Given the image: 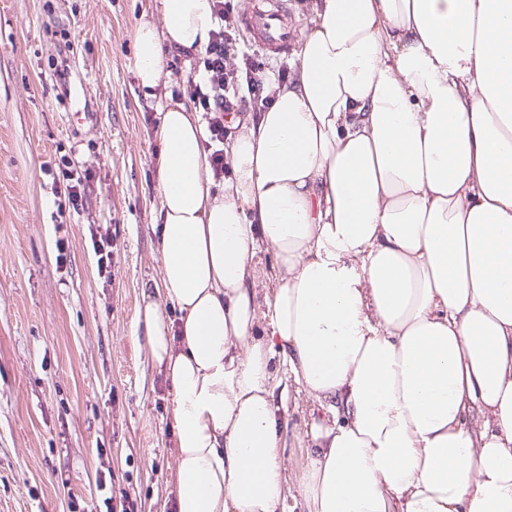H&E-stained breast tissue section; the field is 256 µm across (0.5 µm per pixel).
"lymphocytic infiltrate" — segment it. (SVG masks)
<instances>
[{"mask_svg":"<svg viewBox=\"0 0 512 512\" xmlns=\"http://www.w3.org/2000/svg\"><path fill=\"white\" fill-rule=\"evenodd\" d=\"M228 0H217L214 15L216 30L205 50L202 71H188L186 94L195 111L201 112L214 149L210 163L215 178H223L224 168V115L237 108L247 107L259 112L273 102L275 95L265 92V65L259 50L239 51L238 42L228 21ZM241 57V65L230 60Z\"/></svg>","mask_w":512,"mask_h":512,"instance_id":"obj_1","label":"lymphocytic infiltrate"}]
</instances>
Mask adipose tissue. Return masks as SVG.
<instances>
[{
    "mask_svg": "<svg viewBox=\"0 0 512 512\" xmlns=\"http://www.w3.org/2000/svg\"><path fill=\"white\" fill-rule=\"evenodd\" d=\"M213 3L138 23L142 88L171 46L205 49ZM312 12L293 78L224 144L223 193L199 116L159 107L163 271L137 323L171 387L174 512L292 490L307 512H512V0ZM278 386L316 403L292 487ZM255 286L258 288V299L271 294L277 284L276 258L272 248L263 247L254 260Z\"/></svg>",
    "mask_w": 512,
    "mask_h": 512,
    "instance_id": "obj_1",
    "label": "adipose tissue"
}]
</instances>
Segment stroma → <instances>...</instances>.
Listing matches in <instances>:
<instances>
[{
	"instance_id": "1",
	"label": "stroma",
	"mask_w": 512,
	"mask_h": 512,
	"mask_svg": "<svg viewBox=\"0 0 512 512\" xmlns=\"http://www.w3.org/2000/svg\"><path fill=\"white\" fill-rule=\"evenodd\" d=\"M160 22L157 0H0V512H108L109 478L126 512H170L177 448L171 392L137 325L161 281L158 103L183 90L167 70L148 94L133 30ZM69 38L70 90L87 83L93 119L65 131L57 44ZM94 176L84 212L62 219L57 155ZM70 248L57 262V224ZM109 227L112 280L90 231ZM313 404L281 425L289 481L307 463Z\"/></svg>"
}]
</instances>
